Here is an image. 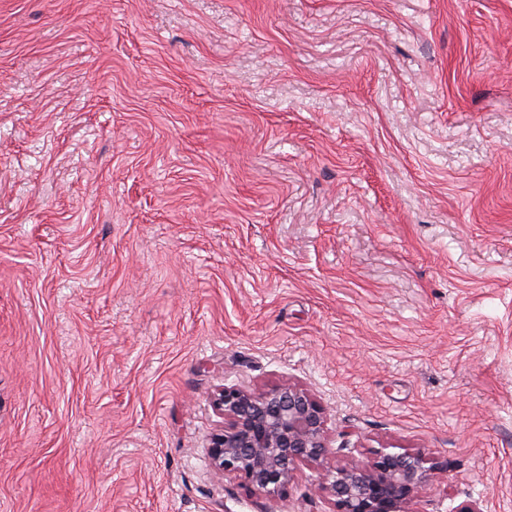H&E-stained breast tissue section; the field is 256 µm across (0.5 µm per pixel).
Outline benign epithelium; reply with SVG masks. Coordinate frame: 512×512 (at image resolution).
<instances>
[{
  "instance_id": "1",
  "label": "benign epithelium",
  "mask_w": 512,
  "mask_h": 512,
  "mask_svg": "<svg viewBox=\"0 0 512 512\" xmlns=\"http://www.w3.org/2000/svg\"><path fill=\"white\" fill-rule=\"evenodd\" d=\"M210 400L224 419L207 445L214 477H239L274 499L308 465L314 492L332 512H426L454 497L453 485L439 480L448 463L421 449L381 447L365 457L332 447L328 409L291 381L258 390L225 384Z\"/></svg>"
}]
</instances>
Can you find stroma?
<instances>
[{
  "label": "stroma",
  "instance_id": "35a3bbf8",
  "mask_svg": "<svg viewBox=\"0 0 512 512\" xmlns=\"http://www.w3.org/2000/svg\"><path fill=\"white\" fill-rule=\"evenodd\" d=\"M283 380L512 512V0H0V512H298Z\"/></svg>",
  "mask_w": 512,
  "mask_h": 512
}]
</instances>
